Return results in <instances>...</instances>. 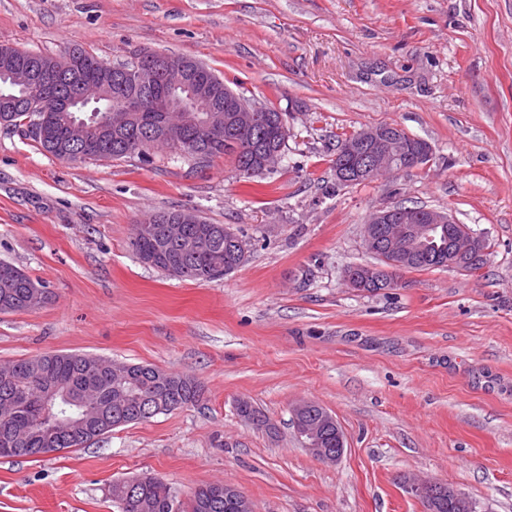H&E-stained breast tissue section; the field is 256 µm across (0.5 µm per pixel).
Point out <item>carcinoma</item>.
Returning <instances> with one entry per match:
<instances>
[{"label": "carcinoma", "instance_id": "carcinoma-1", "mask_svg": "<svg viewBox=\"0 0 512 512\" xmlns=\"http://www.w3.org/2000/svg\"><path fill=\"white\" fill-rule=\"evenodd\" d=\"M10 62L14 66L28 67L47 55L12 47ZM198 70L215 77L220 86V95H238L224 86V78L215 73L206 63L190 59ZM61 67H71L76 75L85 79H97L102 73L122 68H132V61L126 60L112 65L97 59L87 49L74 46L57 57ZM135 87L128 84H112L111 98L97 105L103 112L112 102L133 92ZM5 91L0 89V124L14 127L26 126L29 100L15 101L13 109L3 111ZM39 105L45 108L41 113L44 132L31 137L38 149L58 160L75 161L80 158L96 160H121L129 157L124 149L115 144L112 134L99 128L92 132L95 153H87L73 145L68 139L69 113L61 108L60 96L56 93L36 91ZM269 120L261 127L242 132L238 140H230L219 134L209 146L207 153L194 159L209 163L216 158L229 155L234 158L237 170L247 178L261 176L258 170L257 152H284L287 138L280 134L279 124L286 121L287 113L272 107H265ZM162 124L159 112H140L133 117L127 129L132 138L146 135ZM193 131L187 129L169 137L168 147L178 155L187 154L186 141ZM165 225L148 224L131 240L133 251L146 265L166 272L168 275L205 284L218 276L227 275L240 267L245 258L233 245L224 241V225L214 224L200 218L197 224L184 225L188 235L203 239L206 245L188 255L180 254L169 245L164 233ZM448 268V225L437 226L436 244L419 246L415 251V263L403 270H424ZM36 285L29 275L7 261H0V312H26L28 292ZM44 356L20 359L0 369V401L14 403V414L7 421L0 420V458H20L46 455L65 449L80 448L112 432V419L119 417L122 425L147 421L155 416V409L167 414L174 410L193 405L199 401L201 386L189 376H183L151 364L130 365L129 378L119 379L112 373V362L100 357L81 353H57L55 362L47 365ZM51 385L68 387L74 391L92 389L97 396V405L87 410L86 420H77L61 435L46 432L60 416L62 405L51 407L45 403L47 390ZM238 415L256 426L266 425L263 415L248 401H241L236 407ZM320 413L308 416V423L320 427L325 444L336 447V422L320 424ZM112 503L119 512H243L242 494L224 484H208L199 487L187 504L177 501L170 487L160 478L142 473L126 480L112 483Z\"/></svg>", "mask_w": 512, "mask_h": 512}]
</instances>
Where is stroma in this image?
<instances>
[{
	"label": "stroma",
	"mask_w": 512,
	"mask_h": 512,
	"mask_svg": "<svg viewBox=\"0 0 512 512\" xmlns=\"http://www.w3.org/2000/svg\"><path fill=\"white\" fill-rule=\"evenodd\" d=\"M1 44L195 58L285 110L289 134L248 183L228 156L66 162L0 125V260L51 295L0 312V363L84 353L202 385L198 405L77 450L0 458V512H118L109 485L143 472L182 502L234 485L255 512H427L412 476L512 512V0H0ZM384 123L427 141L429 164L337 188V135ZM400 203L485 237L484 266L349 288L369 214ZM174 209L252 237L246 262L202 285L141 263L137 221ZM300 399L336 418L337 462L300 442Z\"/></svg>",
	"instance_id": "stroma-1"
}]
</instances>
